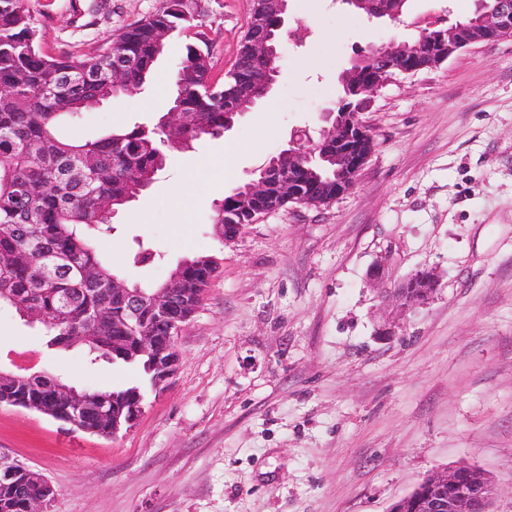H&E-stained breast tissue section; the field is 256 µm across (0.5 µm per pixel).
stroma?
<instances>
[{
  "label": "stroma",
  "mask_w": 512,
  "mask_h": 512,
  "mask_svg": "<svg viewBox=\"0 0 512 512\" xmlns=\"http://www.w3.org/2000/svg\"><path fill=\"white\" fill-rule=\"evenodd\" d=\"M164 0H27L42 51L90 54ZM253 0H198L199 33H176L149 83L94 103L60 135L94 140L152 124L176 94L185 46L203 39L222 82ZM474 0H408L405 24L340 0H291L294 37L266 97L223 137L171 153L114 219V269L146 285L193 254L221 266L154 390L141 368L55 353L44 329L0 308V368L48 373L87 390L140 387L142 412L116 437L0 405V449L53 489L46 512H388L424 478L460 464L497 483L512 512V37L468 46L381 88L361 119L372 154L352 189L292 205L231 243L213 203L254 176L298 130L318 134L340 74L368 46L463 20ZM236 160L224 169V147ZM154 261L133 266L138 248ZM384 264L376 285L368 272ZM439 289L406 315L389 289L420 270Z\"/></svg>",
  "instance_id": "1"
}]
</instances>
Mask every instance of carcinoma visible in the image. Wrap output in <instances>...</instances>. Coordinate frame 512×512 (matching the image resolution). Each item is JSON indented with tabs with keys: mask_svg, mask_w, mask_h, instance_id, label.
Wrapping results in <instances>:
<instances>
[{
	"mask_svg": "<svg viewBox=\"0 0 512 512\" xmlns=\"http://www.w3.org/2000/svg\"><path fill=\"white\" fill-rule=\"evenodd\" d=\"M197 0H165L156 14L126 28L94 54L41 53L34 19L26 0H0V305L33 302L43 317L46 347L70 348L67 337L84 326L101 305L113 304V321L100 339L85 344L95 361L145 364L124 345L112 348V337L129 336L123 301L112 300L113 269L103 262L95 239L112 236V210L120 211L139 196L166 166L168 145L187 149L203 136L224 135L235 120L224 109V92L246 80L249 36L238 59L240 72L209 91V52L188 44L175 75L173 107L182 121L167 115L147 128L137 125L101 138L76 143L59 135L58 124L93 103L141 89L164 54L169 35L198 27ZM125 63L124 82L112 83V63ZM310 173L321 188L334 180L333 165L312 162ZM232 194L215 205L213 223L226 224ZM55 275L46 276V267ZM219 269L218 258L197 255L177 271L183 302L194 305L201 289ZM136 387L89 391L96 405L112 409V396L135 394Z\"/></svg>",
	"mask_w": 512,
	"mask_h": 512,
	"instance_id": "1",
	"label": "carcinoma"
}]
</instances>
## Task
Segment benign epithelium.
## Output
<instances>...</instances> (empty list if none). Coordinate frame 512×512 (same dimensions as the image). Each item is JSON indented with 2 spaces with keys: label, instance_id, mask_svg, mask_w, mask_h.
I'll list each match as a JSON object with an SVG mask.
<instances>
[{
  "label": "benign epithelium",
  "instance_id": "obj_1",
  "mask_svg": "<svg viewBox=\"0 0 512 512\" xmlns=\"http://www.w3.org/2000/svg\"><path fill=\"white\" fill-rule=\"evenodd\" d=\"M357 9L365 8L372 17L402 22V11H389L372 0H349ZM251 16L273 19L269 30L252 36L249 55L258 60H274L279 57L278 49L281 31L288 25V0H253ZM512 37V0H495L489 5L476 0L474 17L467 22H458L450 27H441L439 32L424 44V53L439 66L457 51L477 43L492 42ZM418 72V68L403 64L394 58L387 59L378 67L370 68L364 79L355 84L345 85V94L340 103L326 108L321 119L329 125L322 137L315 141L305 130L291 135L287 148L271 157L262 166V173L245 183L239 189L238 204L256 221L268 213L264 202L270 197H284L288 202L309 207H320L333 201L353 186L358 173L365 166L371 150L367 148L370 133L360 121L359 115L373 103L379 88L398 75ZM273 81L262 76L252 86L242 90L241 97L248 100L265 96ZM323 151L325 160L336 161L342 172L343 187L336 188L332 197L326 198L305 190L301 180L289 176L295 164L310 155ZM437 290V278L430 271H420L395 289L392 302L400 313L428 301ZM173 286L158 288L147 294L132 290L122 279L112 278V295L124 301L125 324L135 330L131 337L138 354L150 358L153 372V388L162 389L176 372L180 356L176 355L177 339L191 314L170 304ZM110 319L106 308L98 309L92 315V322L71 337L73 344L87 343L97 338L99 327ZM32 382L28 374L5 373L0 371V389L10 395L20 386ZM69 402V415L63 422L73 427L90 416H101L105 411L89 403L85 394L77 388L56 381L54 392L27 407L59 419L55 404L59 399ZM141 412L140 399L128 398L112 401V434L122 428L131 427ZM0 487L9 494H19L31 489L33 493L24 497L26 512H43V506L52 495V488L37 472L19 460L0 450ZM497 493L490 476L469 466H458L426 477L408 496L406 501H397L390 512H401L411 506L416 512H490L492 500Z\"/></svg>",
  "mask_w": 512,
  "mask_h": 512
}]
</instances>
